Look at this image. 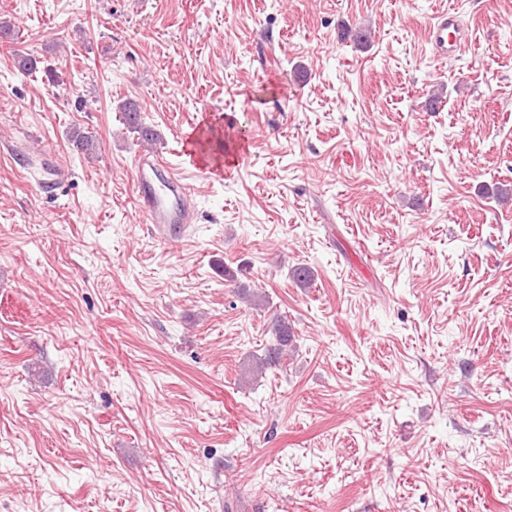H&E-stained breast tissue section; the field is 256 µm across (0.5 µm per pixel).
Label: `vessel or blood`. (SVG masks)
Returning a JSON list of instances; mask_svg holds the SVG:
<instances>
[{
	"instance_id": "vessel-or-blood-1",
	"label": "vessel or blood",
	"mask_w": 512,
	"mask_h": 512,
	"mask_svg": "<svg viewBox=\"0 0 512 512\" xmlns=\"http://www.w3.org/2000/svg\"><path fill=\"white\" fill-rule=\"evenodd\" d=\"M429 41L441 58H456L465 49L455 20L447 13L431 22ZM134 190L145 223L153 225L160 238H181L194 222L191 190L178 165L151 155L140 156L135 162Z\"/></svg>"
}]
</instances>
